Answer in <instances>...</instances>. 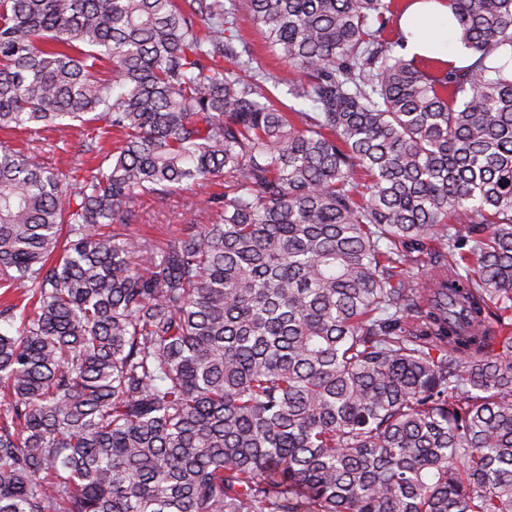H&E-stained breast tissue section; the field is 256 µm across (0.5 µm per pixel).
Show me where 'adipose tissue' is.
I'll return each mask as SVG.
<instances>
[{
  "instance_id": "1",
  "label": "adipose tissue",
  "mask_w": 512,
  "mask_h": 512,
  "mask_svg": "<svg viewBox=\"0 0 512 512\" xmlns=\"http://www.w3.org/2000/svg\"><path fill=\"white\" fill-rule=\"evenodd\" d=\"M400 28L406 37L408 57L439 59L465 66L471 59L455 44V30L447 0H409Z\"/></svg>"
}]
</instances>
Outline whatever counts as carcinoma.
Segmentation results:
<instances>
[{
    "instance_id": "obj_1",
    "label": "carcinoma",
    "mask_w": 512,
    "mask_h": 512,
    "mask_svg": "<svg viewBox=\"0 0 512 512\" xmlns=\"http://www.w3.org/2000/svg\"><path fill=\"white\" fill-rule=\"evenodd\" d=\"M229 2L0 0V131L116 135L75 190L0 140V512H512V0H448L464 68ZM239 15V26L242 30V34L251 43L257 55L256 61L258 63H254L253 66L256 67L258 65L262 69H267L271 72H276L282 78V84H280L277 89H273V87L270 86L269 84L270 89L286 104L293 105L296 108H303L306 111L310 112V102L295 100L294 98H292L290 94H288V78H292L293 75L287 72L288 70L284 69L280 64H277L278 61L275 60L272 56V53H270L268 49L265 48L262 34L257 29V27L254 24H252L251 21H249V18L244 14V12L241 11ZM200 193V194H199ZM199 194V195H198ZM204 194L182 192L171 196L167 205H161L152 196H139L134 202V209L138 214L135 224H150L147 227L149 234L159 238L164 237L171 229L167 224H187L193 221H203L201 213L193 208V203Z\"/></svg>"
}]
</instances>
